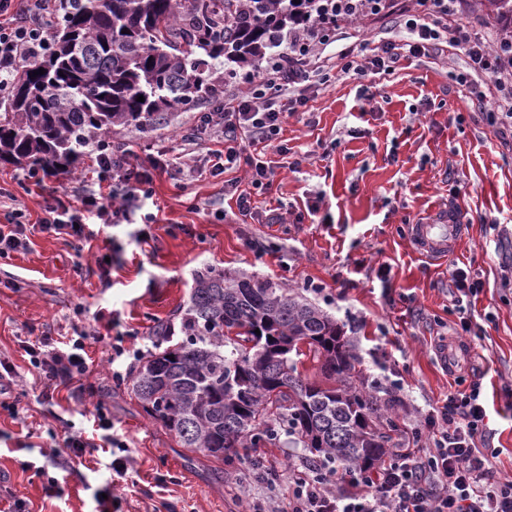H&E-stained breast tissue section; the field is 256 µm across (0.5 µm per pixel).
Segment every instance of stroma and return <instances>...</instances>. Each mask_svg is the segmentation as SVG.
<instances>
[{
	"label": "stroma",
	"mask_w": 512,
	"mask_h": 512,
	"mask_svg": "<svg viewBox=\"0 0 512 512\" xmlns=\"http://www.w3.org/2000/svg\"><path fill=\"white\" fill-rule=\"evenodd\" d=\"M462 66L459 59L449 68L426 57L405 59L394 76L374 83L363 113L358 85L333 81L284 124L287 154L267 148L275 176L254 195L249 218L225 194L223 176L212 174L209 141L187 142L209 100L172 110L144 130L113 127V143H133L140 154L169 162L154 176L156 221L142 245L134 224L101 227L82 242L40 232L37 222L55 196L71 190L74 179L95 180L93 155L63 181L38 182L25 169L0 164V216L18 207L32 225L27 250L0 259V357L16 367L7 392L18 401L17 415L0 410V482L25 500L28 512H92L113 456L90 448L77 459L58 441L91 434L97 406L133 459V484L113 488L112 512H245L238 472L257 462L284 472L310 460L308 450L284 439L225 465L179 448L145 416L130 382H113L104 339L88 350V391L81 398L64 390L46 396L30 371L21 340H62L98 313L111 319L113 335L154 350L157 326L173 321L195 273L209 266L299 292L308 281L329 288L313 303L343 327L358 357L355 380L382 389L400 384V398L390 404L399 424L417 420L418 410L449 390L481 380L487 435L478 447L512 480V281L500 259L501 248L512 245V152L474 119V104L451 76ZM447 206L468 224L466 238L447 258L420 255L411 224ZM285 211L288 224L267 223ZM250 238L269 244L271 254L257 256L246 244ZM382 263L391 268L385 283L377 276ZM453 266L483 284L462 312L448 295ZM463 317L474 336L458 335ZM50 475L60 495H47Z\"/></svg>",
	"instance_id": "1"
}]
</instances>
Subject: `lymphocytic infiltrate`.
<instances>
[{
    "mask_svg": "<svg viewBox=\"0 0 512 512\" xmlns=\"http://www.w3.org/2000/svg\"><path fill=\"white\" fill-rule=\"evenodd\" d=\"M465 8L464 0H395L389 6L382 0H330L324 23L290 32L246 90L225 93L199 113L198 128L224 144L212 153L213 174L248 169L251 188L236 197L239 214L252 215V190L271 185L274 170L261 151L273 146L287 153L278 138L288 116L307 107L313 93L331 79L361 82L391 76L409 57H463L457 84L466 88L502 146L511 150L512 40L500 34L491 43L479 36L463 21ZM379 13L394 18L397 35L351 43L356 22ZM52 29L45 0H0V100L8 96L19 70L49 49ZM93 152L97 190L75 199L55 198L39 220L41 232L80 241L90 236V220L126 224L138 214L144 227L136 240L147 242L155 216L146 205L164 159L140 156L132 145L116 146L106 137L95 140ZM89 339L87 330L77 328L52 348L40 340L22 341L20 347L45 389L54 390L81 382ZM480 395L477 381L469 391L449 392L422 425L411 429L412 447L396 449L387 464L365 478L337 479L335 467L327 464L293 468L287 509H280L275 495L277 470H266L269 493L252 501L249 512H512V481L501 478L476 447L486 417Z\"/></svg>",
    "mask_w": 512,
    "mask_h": 512,
    "instance_id": "1",
    "label": "lymphocytic infiltrate"
}]
</instances>
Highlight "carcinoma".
<instances>
[{
	"label": "carcinoma",
	"instance_id": "obj_1",
	"mask_svg": "<svg viewBox=\"0 0 512 512\" xmlns=\"http://www.w3.org/2000/svg\"><path fill=\"white\" fill-rule=\"evenodd\" d=\"M321 11L318 0H60L51 49L19 73L0 113V163L69 170L91 137L145 129L216 94V67L255 72ZM178 318L181 340L140 360L131 393L180 447L231 462L285 435L341 472L385 462L399 426L375 385L353 383L352 345L318 305L208 268ZM302 357L321 379L298 370Z\"/></svg>",
	"mask_w": 512,
	"mask_h": 512
}]
</instances>
